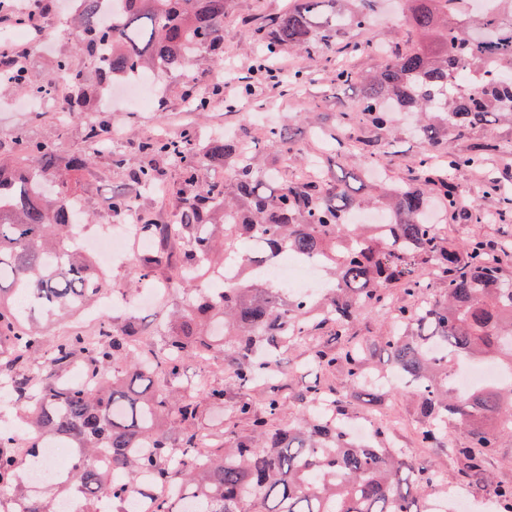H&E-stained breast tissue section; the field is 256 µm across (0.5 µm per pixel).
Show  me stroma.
<instances>
[{
	"label": "stroma",
	"instance_id": "stroma-1",
	"mask_svg": "<svg viewBox=\"0 0 512 512\" xmlns=\"http://www.w3.org/2000/svg\"><path fill=\"white\" fill-rule=\"evenodd\" d=\"M71 2L55 0V7L46 18L47 24L58 31L54 46L45 47L34 40L24 44L22 62L33 73L51 75L54 60L61 54L73 56L75 65L84 67V60L76 55L75 35L66 24L72 9ZM284 8L285 0H235L231 11L224 18V57L235 77L247 75L258 53L255 42L245 33L244 19L260 14H276ZM357 37L376 44L387 41L402 43L411 39L412 33L396 0H377L371 24L358 32ZM280 60L287 63L289 69L301 71L304 76L302 83L288 87L283 92L272 93L268 91L265 82L259 79L255 81L249 96L243 97L237 95L236 91H229L227 98H215L203 112H192L184 108L187 86L176 76L162 79V97L152 108L140 110L121 102L116 109L106 114L92 111L84 113L63 129L58 126L57 108L52 104L38 112L21 107L1 110L0 146L9 147L14 133L24 129L38 140L56 138L59 153L67 157L84 150V135L88 125L102 119L109 121L124 139L120 149L124 159L123 167H115L110 156L98 155L91 168L80 175L73 187L84 212L90 217L89 224L85 226L87 236H103L111 233L117 223L108 205L109 198L116 192L133 191L134 186L127 174L129 169L138 166L142 160L138 146L158 132L175 136L187 127L196 126L204 136L222 132L238 138L257 139L266 127L286 123L297 138L304 139L314 128L335 126L337 112L353 102V91L336 87L330 82L318 55L286 49L282 51ZM230 99L237 101L236 109L227 108L226 102ZM383 149L385 154L381 160V176L392 180L409 178L414 171L416 159L423 151V143L415 134L414 122L407 113H398L393 132L383 137ZM442 224L448 237L457 241L477 234L499 242L512 239V214L494 219L488 224H471L447 216ZM106 278L113 293L125 301L123 307L112 311L113 323L119 325L126 317H136L143 336L155 339L158 334L157 322L162 318L164 309L133 304L132 299L137 289L130 282V266L112 265ZM281 362L288 370L287 377L280 382V392L287 402V408L278 420L279 425L283 426L300 417L304 407L298 403L296 396L314 384L319 372L301 348L285 350ZM331 383L338 391L347 393L350 420H390L393 427L388 435V447L406 454L417 467L438 471L443 483L449 488H457L458 463L449 454L447 447L423 448L419 445L418 432L425 421L411 391L394 392L385 389L371 403L364 397L362 390L351 387L343 372H336ZM265 396L266 389L262 386L229 388L226 403L207 407L203 415L200 426L202 446L224 444L232 433L246 431V424L235 422L232 417L233 402L245 398L259 409L264 404Z\"/></svg>",
	"mask_w": 512,
	"mask_h": 512
}]
</instances>
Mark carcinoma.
Listing matches in <instances>:
<instances>
[{
	"label": "carcinoma",
	"instance_id": "carcinoma-1",
	"mask_svg": "<svg viewBox=\"0 0 512 512\" xmlns=\"http://www.w3.org/2000/svg\"><path fill=\"white\" fill-rule=\"evenodd\" d=\"M77 0V51L94 68L97 84L117 75L163 78L180 75L194 80L197 55L221 62L224 15L232 0ZM499 10L481 15L483 31L448 21L455 0H405L408 23L416 39L385 52L383 64L360 77L336 61L346 53L378 54L381 47L361 42L352 33L370 22L375 0H290L273 17H255L246 24L261 45L255 69L273 88L303 81L273 70L286 46L308 53L333 47L326 57L339 88H353L359 98L337 113L336 129L312 133L343 153L353 143L365 167L380 166L382 133L392 131L391 113L417 112L418 134L425 144L415 174L394 183L381 195L361 197L346 176L321 172V158L310 165L318 174L293 181L273 177L258 165L259 153L274 150L296 156L298 142L285 126L266 128L259 139L243 142L213 136L201 141L188 128L177 136L156 135L141 144L148 161L131 173L140 189L164 193L165 162L179 171L180 206L172 224H158L137 213L138 230L155 241L156 251L134 266L139 280L152 279L164 267L167 276L183 279L202 268H222L237 244L258 242L253 263L276 262L294 252L334 267L336 288L329 297H297L282 304L258 281H239L211 293H195L194 301L160 322L159 344L140 346L137 325L116 327L101 322L91 339L78 332L61 336L42 360L31 366L45 344L31 326L39 315L56 320L87 307L103 282L94 260L70 246L74 222L71 174L85 171L108 140L109 122L85 130L86 148L65 162L56 143L33 140L17 131L0 156V383L17 405L36 403L23 418L29 433V456L62 445L73 450L66 495L84 494L92 504L106 495L118 512L129 491L144 474L170 485L174 493L159 501L155 512H423L417 495H448L435 471L415 468L412 461L384 446L388 428L374 425L375 444L352 442L344 424L347 396L320 378L303 400L308 412L293 427L274 422L285 405L276 380L283 350L330 328L336 347H312L309 359L323 374L343 369L349 382L370 387L380 374L362 344L349 340L360 309L388 310L383 342L385 365L399 372L416 390L427 418L420 443L428 448L453 426L452 453L462 462V483L494 497L502 512H512V482L492 481L487 462L502 434H512V389L498 386L460 392L449 385L453 361L468 357L497 363L512 371V274L504 271L497 248L474 235L456 242L438 224L423 219L431 198L446 212L461 209L462 188L448 171L481 168L501 144L494 134L501 122L512 123V0H498ZM465 68L483 79L465 92L453 82ZM54 74L66 77L76 91L71 104L78 116L91 110L95 91L84 70L68 55L57 58ZM0 86L46 95L51 78L29 70L0 69ZM475 130L485 136L471 149H454L448 132L462 138ZM221 168L225 177L199 186L197 164ZM45 182L38 189L37 183ZM486 190L500 195L501 210L512 209V194L489 177ZM131 195H112V214L124 217ZM180 239L182 264L171 265L163 244ZM428 265L445 289L436 299L430 286L415 276ZM398 288L419 305L412 309L388 303V289ZM224 352L222 385L204 380L182 385L183 363L215 350ZM77 360L92 371L112 373L100 387L70 384L61 371ZM270 379L261 411L247 402L232 408L249 421L245 437L231 446L209 451L197 460L202 407L224 404L225 385L247 386ZM17 434L0 426V489L13 487L25 512H49L50 501L28 493L19 477L14 453ZM106 450L112 467L86 465Z\"/></svg>",
	"mask_w": 512,
	"mask_h": 512
}]
</instances>
